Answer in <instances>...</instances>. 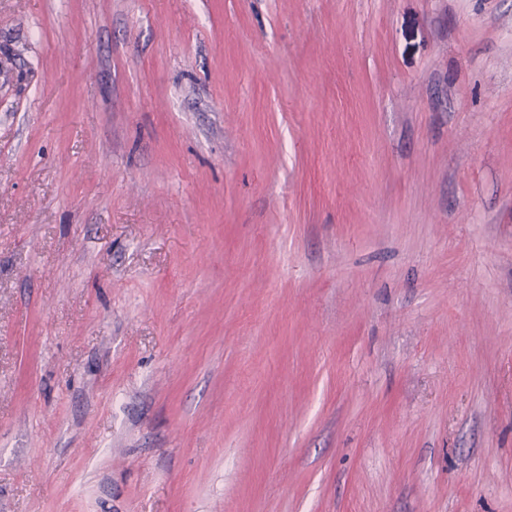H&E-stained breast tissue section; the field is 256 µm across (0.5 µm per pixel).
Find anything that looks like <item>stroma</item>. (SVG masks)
Returning <instances> with one entry per match:
<instances>
[{"instance_id":"35a3bbf8","label":"stroma","mask_w":512,"mask_h":512,"mask_svg":"<svg viewBox=\"0 0 512 512\" xmlns=\"http://www.w3.org/2000/svg\"><path fill=\"white\" fill-rule=\"evenodd\" d=\"M0 512H512V0H0Z\"/></svg>"}]
</instances>
